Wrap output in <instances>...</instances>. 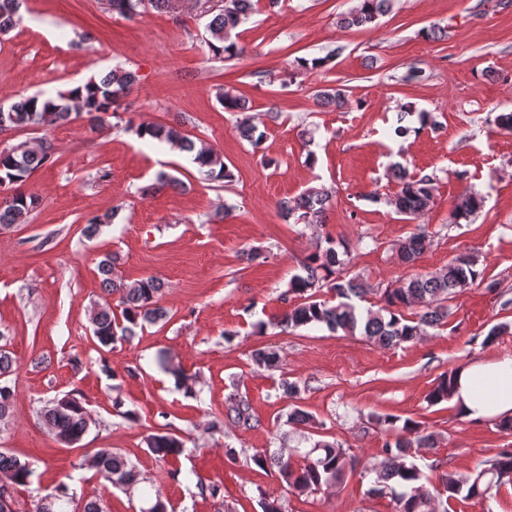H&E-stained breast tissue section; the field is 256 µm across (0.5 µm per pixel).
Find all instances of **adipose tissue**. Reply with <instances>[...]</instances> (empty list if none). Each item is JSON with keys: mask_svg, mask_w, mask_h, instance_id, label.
I'll list each match as a JSON object with an SVG mask.
<instances>
[{"mask_svg": "<svg viewBox=\"0 0 512 512\" xmlns=\"http://www.w3.org/2000/svg\"><path fill=\"white\" fill-rule=\"evenodd\" d=\"M451 401L469 421L512 416V356L460 367Z\"/></svg>", "mask_w": 512, "mask_h": 512, "instance_id": "obj_1", "label": "adipose tissue"}]
</instances>
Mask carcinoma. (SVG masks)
I'll return each mask as SVG.
<instances>
[{"mask_svg": "<svg viewBox=\"0 0 512 512\" xmlns=\"http://www.w3.org/2000/svg\"><path fill=\"white\" fill-rule=\"evenodd\" d=\"M21 0H0V33L9 31L16 23ZM110 8L126 17L139 14L138 8L150 3L157 10H175L176 0H107ZM395 0H358L349 12L340 15L339 22L346 28H370L376 20L388 14ZM257 10L256 0H220L217 13L207 25L210 39L209 51L214 58L232 59L244 55L245 48L232 40L231 32ZM136 76L125 69H113L103 78L91 79L81 85L61 91L55 97L41 93L22 98L8 107L0 105V130L20 128H45L84 117L92 130L103 131L108 127V117L114 112L117 101L134 85ZM224 111L241 114L249 111L246 100L228 92L217 95ZM239 136L257 146L263 134L247 117L237 120ZM138 138L147 135L151 140L167 143L182 151L193 152V162L208 180L229 181L231 172L224 166V156L210 147L196 150V145L178 127L170 125H138ZM56 153L52 140L42 139L34 148L27 143L0 149V186L10 185L13 193L0 200V227L20 224L40 205V199L23 190L33 170L51 161ZM391 177L397 180L400 189L390 204L395 213L407 220H415L428 211L433 202L432 178L429 175L411 173L398 164L392 167ZM329 194L323 189L311 188L295 197H283L277 204L279 216L296 224H319ZM481 206L476 195L460 196L451 211L450 223L468 224ZM327 247L310 254L302 266L303 273L294 276L283 301L288 296L298 295L304 302L294 304L270 325L283 331L299 326L321 323L330 331L360 332L361 335L381 345H398L424 335L426 329L437 328L446 323L448 301L456 294L474 285L483 278L477 268L476 257L461 253L448 262L440 271L430 274L412 275L394 288H386L380 296L382 305L375 311L358 308L355 300L363 298L366 288L355 277L347 275L351 263L349 250L338 251L334 241L326 238ZM424 249V235L416 234L395 244L400 262L413 264ZM113 258L105 256L97 265L98 274L106 298L91 317L93 335L103 348L117 342L129 341L137 330L155 325L168 317V312L158 304L164 283L150 276L127 283L112 276ZM327 288L330 299L315 297L316 290ZM119 295L121 313L112 311L109 297ZM409 309L416 310L415 317L405 315ZM251 362L262 369L273 370L280 366L281 357L272 346L260 347L250 353ZM159 367L181 379L186 393L194 390L191 378L181 374L171 365L168 353L162 351L157 357ZM13 372V358L7 345H0V421L9 417L14 393L7 384ZM454 372L439 377L427 395L428 402L438 405L450 399ZM227 416L238 424L251 427L259 423L247 399L239 398L231 403ZM40 418L55 439L63 444H75L87 432L89 414L85 399L78 392L57 398L40 411ZM436 434L427 431L420 423L407 419L397 428L395 438L384 443L383 461L363 472L374 475L367 493L388 496L395 503V512H448V500L463 496L465 499L483 497L507 482H512V448H502L485 467L461 476L453 471L438 474V484L428 489L425 475L414 463L406 462L412 448H435ZM148 450L157 457H177L182 453L183 442L165 431L152 434L147 439ZM227 460L235 464L242 456L248 457L257 467L277 469L279 480L299 495L316 493L324 488L338 485L356 466L354 457L348 455L338 443L326 440L314 442L304 454V464L296 467L292 456L281 452L255 453L247 455L244 449L226 448ZM88 465L108 484L116 487H134L142 482L136 465L123 454L110 448L98 451ZM33 474L32 464L27 459L0 452V491L16 486H25ZM73 503L66 485L42 497L35 512H57L63 505Z\"/></svg>", "mask_w": 512, "mask_h": 512, "instance_id": "carcinoma-1", "label": "carcinoma"}]
</instances>
